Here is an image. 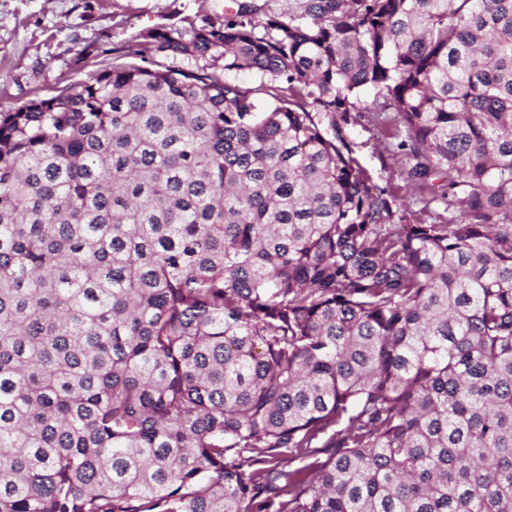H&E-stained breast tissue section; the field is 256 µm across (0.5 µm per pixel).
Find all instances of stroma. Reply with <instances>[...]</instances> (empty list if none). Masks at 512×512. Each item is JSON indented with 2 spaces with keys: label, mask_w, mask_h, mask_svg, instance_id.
I'll use <instances>...</instances> for the list:
<instances>
[{
  "label": "stroma",
  "mask_w": 512,
  "mask_h": 512,
  "mask_svg": "<svg viewBox=\"0 0 512 512\" xmlns=\"http://www.w3.org/2000/svg\"><path fill=\"white\" fill-rule=\"evenodd\" d=\"M304 0H0V111L53 95L85 81L106 64L134 61L140 33L163 28L182 34L207 21L254 7L257 18L300 17ZM350 139L372 181L391 190L400 209L418 216L436 211L409 186L396 163L395 137L370 124Z\"/></svg>",
  "instance_id": "35a3bbf8"
}]
</instances>
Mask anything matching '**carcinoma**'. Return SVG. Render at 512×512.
I'll return each instance as SVG.
<instances>
[{
	"mask_svg": "<svg viewBox=\"0 0 512 512\" xmlns=\"http://www.w3.org/2000/svg\"><path fill=\"white\" fill-rule=\"evenodd\" d=\"M304 2L0 111V512H512V0ZM350 139L372 181L394 193L401 211L412 212L422 218L428 217L427 212L440 211V205L436 202L425 208L426 201L408 184L405 166L395 162L393 155L398 152L397 137L384 138L375 127L364 121L354 126Z\"/></svg>",
	"mask_w": 512,
	"mask_h": 512,
	"instance_id": "carcinoma-1",
	"label": "carcinoma"
}]
</instances>
